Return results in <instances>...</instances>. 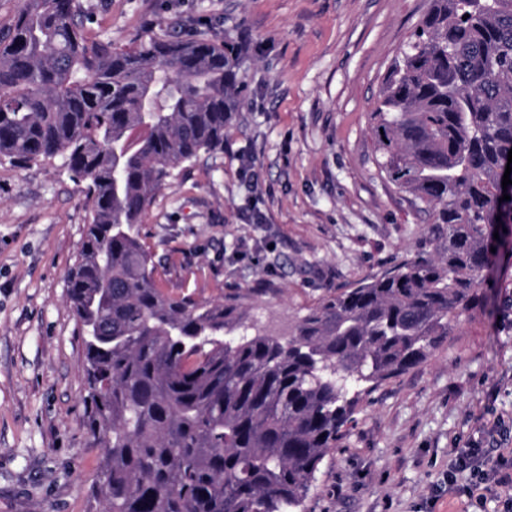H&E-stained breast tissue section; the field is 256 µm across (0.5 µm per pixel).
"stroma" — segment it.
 <instances>
[{
	"instance_id": "obj_1",
	"label": "stroma",
	"mask_w": 512,
	"mask_h": 512,
	"mask_svg": "<svg viewBox=\"0 0 512 512\" xmlns=\"http://www.w3.org/2000/svg\"><path fill=\"white\" fill-rule=\"evenodd\" d=\"M89 39L119 45L159 16L238 47L241 105L224 149L175 168L139 227L160 286L197 300L251 291L285 326L339 288L430 251L429 213L379 175L370 114L429 0H80ZM91 217L61 161L0 160V512H96L83 342L66 272ZM429 359L362 402L303 512H503L512 488V245Z\"/></svg>"
}]
</instances>
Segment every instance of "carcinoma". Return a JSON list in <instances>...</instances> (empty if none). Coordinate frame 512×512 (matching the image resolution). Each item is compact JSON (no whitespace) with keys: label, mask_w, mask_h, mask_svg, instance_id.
I'll list each match as a JSON object with an SVG mask.
<instances>
[{"label":"carcinoma","mask_w":512,"mask_h":512,"mask_svg":"<svg viewBox=\"0 0 512 512\" xmlns=\"http://www.w3.org/2000/svg\"><path fill=\"white\" fill-rule=\"evenodd\" d=\"M79 0H24L0 29V157L64 160L92 202L68 269L101 512H300L320 465L383 384L484 305L512 238V0H430L371 113L374 162L432 213L434 247L338 289L281 338L237 293L159 288L138 225L173 169L224 150L237 50L168 32L88 41ZM499 238H494L493 233Z\"/></svg>","instance_id":"carcinoma-1"}]
</instances>
